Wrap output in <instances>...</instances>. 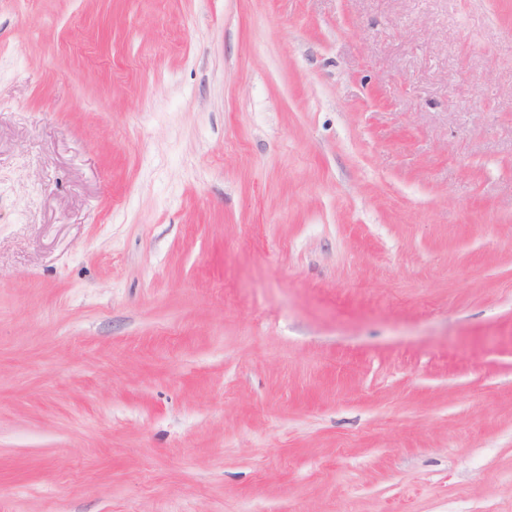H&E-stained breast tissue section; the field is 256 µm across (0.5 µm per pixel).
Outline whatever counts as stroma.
Returning <instances> with one entry per match:
<instances>
[{
    "label": "stroma",
    "instance_id": "1",
    "mask_svg": "<svg viewBox=\"0 0 512 512\" xmlns=\"http://www.w3.org/2000/svg\"><path fill=\"white\" fill-rule=\"evenodd\" d=\"M0 512H512V0H0Z\"/></svg>",
    "mask_w": 512,
    "mask_h": 512
}]
</instances>
